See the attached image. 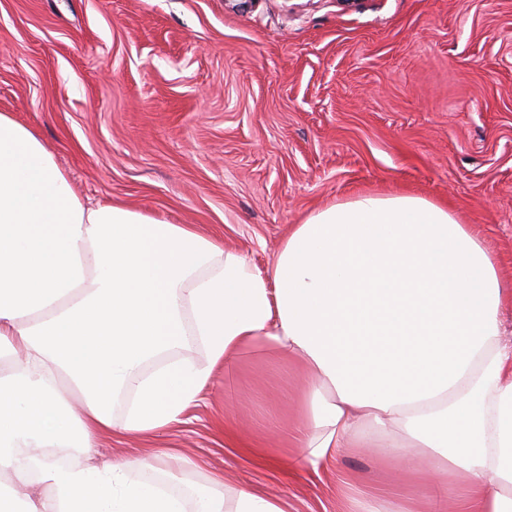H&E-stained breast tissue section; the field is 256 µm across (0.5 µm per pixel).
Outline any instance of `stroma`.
<instances>
[{
	"label": "stroma",
	"instance_id": "obj_1",
	"mask_svg": "<svg viewBox=\"0 0 512 512\" xmlns=\"http://www.w3.org/2000/svg\"><path fill=\"white\" fill-rule=\"evenodd\" d=\"M73 191L191 224L271 272L291 230L362 193L412 195L472 225L512 285V0H0V113ZM302 363L258 344L217 366L181 422L101 437L100 458L172 459L133 477L186 503L212 475L288 512L407 500L459 512L384 455L389 436L297 463ZM266 449L265 468L224 431Z\"/></svg>",
	"mask_w": 512,
	"mask_h": 512
}]
</instances>
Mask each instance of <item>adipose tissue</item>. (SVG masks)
<instances>
[{"mask_svg": "<svg viewBox=\"0 0 512 512\" xmlns=\"http://www.w3.org/2000/svg\"><path fill=\"white\" fill-rule=\"evenodd\" d=\"M510 299L478 233L433 201L362 194L322 209L267 276L193 225L85 206L0 113V512H185L183 497L132 481L151 458L100 463L96 443L179 422L215 367L258 343L312 377L309 466L393 431L391 462L468 485L462 512H512ZM188 342L204 359L146 371ZM54 448L78 454L59 464ZM200 512L287 506L217 475Z\"/></svg>", "mask_w": 512, "mask_h": 512, "instance_id": "obj_1", "label": "adipose tissue"}]
</instances>
